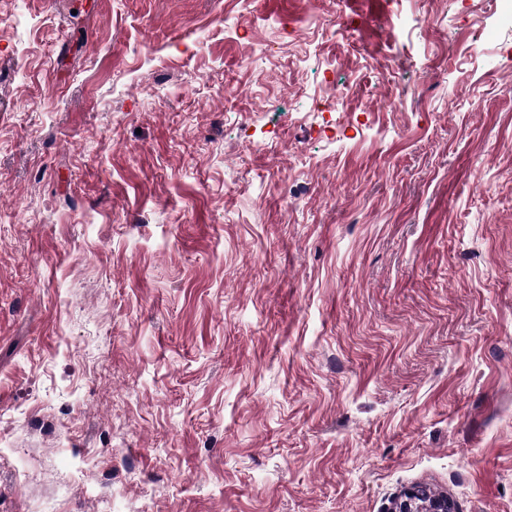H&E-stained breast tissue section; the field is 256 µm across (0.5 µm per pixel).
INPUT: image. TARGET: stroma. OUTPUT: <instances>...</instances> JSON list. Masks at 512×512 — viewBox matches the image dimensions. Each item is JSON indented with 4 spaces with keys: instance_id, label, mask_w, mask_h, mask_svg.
<instances>
[{
    "instance_id": "stroma-1",
    "label": "stroma",
    "mask_w": 512,
    "mask_h": 512,
    "mask_svg": "<svg viewBox=\"0 0 512 512\" xmlns=\"http://www.w3.org/2000/svg\"><path fill=\"white\" fill-rule=\"evenodd\" d=\"M512 512L499 0H0V512ZM388 512H456L447 494L431 491L421 484L403 490Z\"/></svg>"
}]
</instances>
